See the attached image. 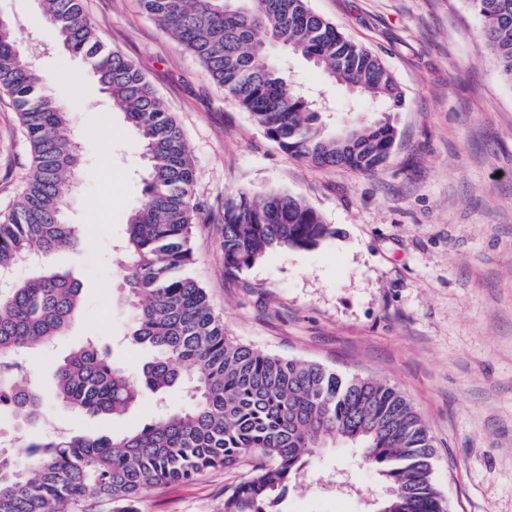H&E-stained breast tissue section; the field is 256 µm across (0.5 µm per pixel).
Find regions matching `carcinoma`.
I'll return each mask as SVG.
<instances>
[{"label": "carcinoma", "mask_w": 512, "mask_h": 512, "mask_svg": "<svg viewBox=\"0 0 512 512\" xmlns=\"http://www.w3.org/2000/svg\"><path fill=\"white\" fill-rule=\"evenodd\" d=\"M60 44L92 69L112 109L124 114L144 160L145 201L133 209L119 274L132 316L131 340L152 350L134 369L92 343L53 371L52 399L90 417L126 413L145 394L161 402L176 388L190 403L126 434L45 435L0 451V512H76L94 496L136 501L160 485L190 484L204 471L244 457L257 464L224 492L223 512H275L311 467L337 443L375 468L388 494L373 512H447L433 481L429 432L395 387L345 376L323 365L264 354L230 338L191 275L192 150L174 115L144 75L107 47L82 0H39ZM480 36L512 86V0H469ZM144 10L198 57L212 78L282 150L315 167L373 169L388 160L397 130L390 119L330 128L323 111L269 58L286 48L333 85L356 89L392 112L402 91L385 64L313 12L307 0H141ZM0 94L19 115L31 166L11 208L0 215V271L40 268L0 291V406L33 424L45 397L25 374L29 357L49 351L78 316L82 285L45 261L81 244L65 220L78 183L79 146L66 134L71 112L43 85L11 23L0 17ZM357 139L342 158V138ZM224 273L236 275L273 249L311 250L336 234L303 199L279 189L241 190L225 202Z\"/></svg>", "instance_id": "obj_1"}]
</instances>
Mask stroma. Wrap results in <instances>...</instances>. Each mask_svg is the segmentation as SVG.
Segmentation results:
<instances>
[{
	"label": "stroma",
	"mask_w": 512,
	"mask_h": 512,
	"mask_svg": "<svg viewBox=\"0 0 512 512\" xmlns=\"http://www.w3.org/2000/svg\"><path fill=\"white\" fill-rule=\"evenodd\" d=\"M348 38L377 54L405 96L392 113L389 159L374 170L318 168L270 140L228 99L200 60L139 0H83L95 29L142 72L192 148L195 201L206 223L192 239V274L227 334L284 358L396 387L433 439V480L449 512H512V87L480 38L467 0H308ZM47 88L71 105L68 134L82 146L68 213L84 250L50 257L83 286L80 318L54 351L32 358L43 383L51 366L86 342L128 365L148 357L128 340L116 247L143 198L135 133L91 72L57 42L38 0H0ZM286 65L302 88L324 93L345 125V90L326 86L302 57ZM31 164L17 112L0 97V212ZM270 188L304 199L336 229L311 250H273L237 276L224 274L216 219L238 191ZM145 397L117 419L69 413L46 402V419L74 434L133 432L184 406ZM249 461L210 469L189 485L152 489L138 501L90 499L82 512H220L224 491ZM348 476L352 491L337 486ZM383 488L355 449H326L283 512H370Z\"/></svg>",
	"instance_id": "stroma-1"
}]
</instances>
